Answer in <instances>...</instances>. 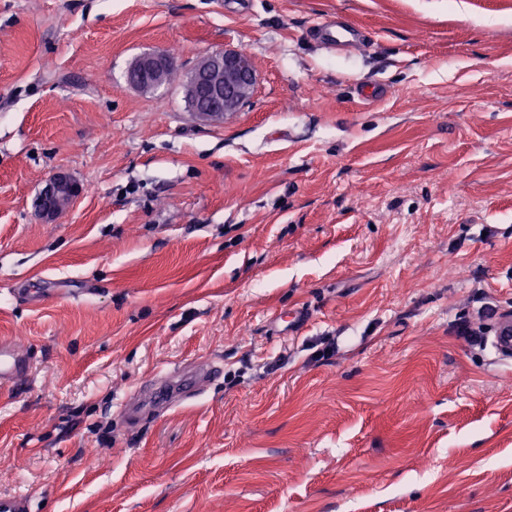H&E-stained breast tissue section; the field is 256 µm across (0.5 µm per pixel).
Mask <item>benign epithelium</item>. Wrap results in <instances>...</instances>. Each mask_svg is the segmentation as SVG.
Instances as JSON below:
<instances>
[{
    "label": "benign epithelium",
    "instance_id": "1",
    "mask_svg": "<svg viewBox=\"0 0 512 512\" xmlns=\"http://www.w3.org/2000/svg\"><path fill=\"white\" fill-rule=\"evenodd\" d=\"M176 61L163 53L138 56L128 74L130 84L142 91L163 85ZM257 81L251 58L239 51L225 49L203 57L183 85L184 96L193 104L198 118L222 120L239 111L252 95ZM82 187L64 172L52 174L40 193V212L46 220L56 218L72 206Z\"/></svg>",
    "mask_w": 512,
    "mask_h": 512
}]
</instances>
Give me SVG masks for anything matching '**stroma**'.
<instances>
[{"instance_id":"1","label":"stroma","mask_w":512,"mask_h":512,"mask_svg":"<svg viewBox=\"0 0 512 512\" xmlns=\"http://www.w3.org/2000/svg\"><path fill=\"white\" fill-rule=\"evenodd\" d=\"M326 15L363 46L312 40ZM225 48L258 81L223 121L128 82ZM59 171L83 193L47 223ZM503 309L512 0H0V338L33 362L0 493L30 512H512ZM176 66V61L163 53L138 56L128 74L130 84L142 91H151L163 85L166 74ZM173 69L171 75L175 72ZM490 347L497 362L512 359V315L510 311L501 312L494 329V336L489 337ZM213 368L205 362H198L189 367L175 365L167 373L149 397L144 406L124 405V415L132 419L145 409L163 410L196 395L200 387L210 382L214 376ZM148 406V408H147Z\"/></svg>"}]
</instances>
